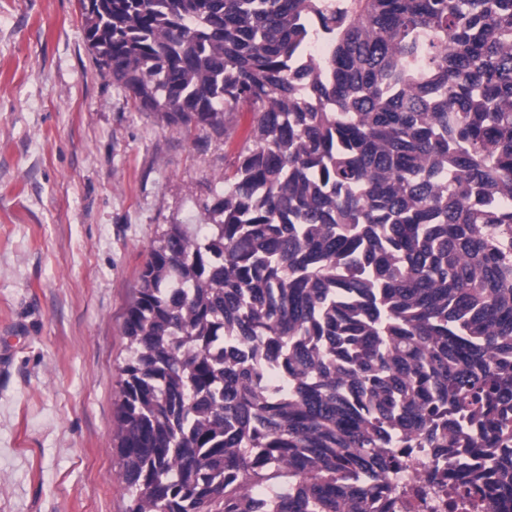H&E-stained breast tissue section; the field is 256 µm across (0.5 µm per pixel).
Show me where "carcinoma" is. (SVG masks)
<instances>
[{
	"instance_id": "carcinoma-1",
	"label": "carcinoma",
	"mask_w": 512,
	"mask_h": 512,
	"mask_svg": "<svg viewBox=\"0 0 512 512\" xmlns=\"http://www.w3.org/2000/svg\"><path fill=\"white\" fill-rule=\"evenodd\" d=\"M81 4L140 111L253 112L126 308L127 512H369L408 448L512 512V0ZM334 46L330 38L319 33L314 36L306 49L307 61H313L315 65L326 63L333 54Z\"/></svg>"
}]
</instances>
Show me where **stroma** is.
<instances>
[{
  "label": "stroma",
  "instance_id": "35a3bbf8",
  "mask_svg": "<svg viewBox=\"0 0 512 512\" xmlns=\"http://www.w3.org/2000/svg\"><path fill=\"white\" fill-rule=\"evenodd\" d=\"M138 111L80 0H0V512H125L123 321L166 224H198L250 136Z\"/></svg>",
  "mask_w": 512,
  "mask_h": 512
}]
</instances>
